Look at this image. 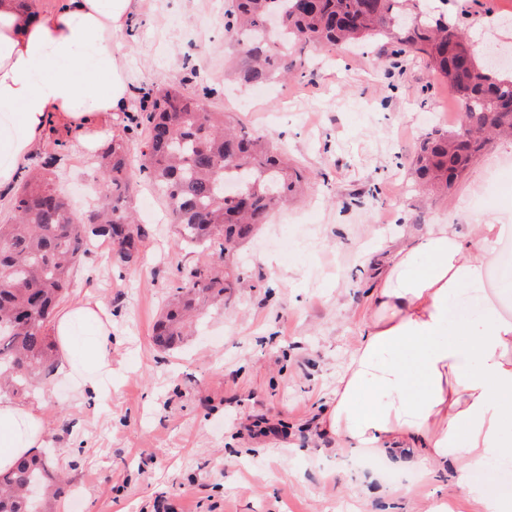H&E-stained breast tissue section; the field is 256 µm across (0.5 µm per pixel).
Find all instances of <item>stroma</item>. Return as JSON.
I'll use <instances>...</instances> for the list:
<instances>
[{"instance_id": "1", "label": "stroma", "mask_w": 512, "mask_h": 512, "mask_svg": "<svg viewBox=\"0 0 512 512\" xmlns=\"http://www.w3.org/2000/svg\"><path fill=\"white\" fill-rule=\"evenodd\" d=\"M226 0H135L116 34L134 75L131 97L179 82L216 89L213 107L268 137L308 175L305 196L277 208L231 251L239 276L194 335L159 350L152 326L178 268L198 263L170 224L162 194L135 185L127 201L147 231L137 264L102 246L74 273L67 299L91 295L112 318L106 396L78 397L62 373L27 401L45 408V453L72 489L57 512H440L444 472L391 469L337 449L315 420L336 385L384 255L431 224L469 233L494 214L512 226V141L479 155L447 195L418 191L410 172L434 127L454 122L455 95L420 59L392 67L381 43L308 46L285 54L288 78L257 98L231 75ZM476 57L512 62V0H428ZM55 184L76 214L104 193L99 156L59 134Z\"/></svg>"}]
</instances>
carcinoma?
<instances>
[{
  "mask_svg": "<svg viewBox=\"0 0 512 512\" xmlns=\"http://www.w3.org/2000/svg\"><path fill=\"white\" fill-rule=\"evenodd\" d=\"M224 27L238 35V79L252 86L275 74L282 47L374 40L386 42L397 62L427 61L463 109L454 128L422 138L412 175L426 191L448 192L493 140L512 139V74H501L488 57L478 60L448 17L411 9L409 0H230ZM210 96L207 88L190 95L169 86L140 111L122 113L99 164L109 193L80 216L54 187L56 155L22 175L12 219L0 222V393L23 397L55 371L50 317L92 248L112 246L121 265L139 260L146 232L125 205L136 175L162 190L181 243L206 255L203 263L178 269L167 310L154 326L156 345L175 347L201 306L224 304V291L238 278L213 259L226 260L272 210L301 194L308 177L264 136L208 109ZM138 137L144 150L135 172L128 142ZM64 484L43 456L23 459L0 470V512H56Z\"/></svg>",
  "mask_w": 512,
  "mask_h": 512,
  "instance_id": "1",
  "label": "carcinoma"
}]
</instances>
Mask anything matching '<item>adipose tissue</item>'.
<instances>
[{
  "label": "adipose tissue",
  "mask_w": 512,
  "mask_h": 512,
  "mask_svg": "<svg viewBox=\"0 0 512 512\" xmlns=\"http://www.w3.org/2000/svg\"><path fill=\"white\" fill-rule=\"evenodd\" d=\"M133 22V0H55L45 12L0 0V187L18 180L49 133L99 151L129 106L133 76L114 36ZM501 232L432 224L389 252L318 418L339 447L393 467L402 450L417 449V465L451 471L455 499L480 512H512V493L496 480L512 467V316L503 311L512 288L482 297L478 313L454 327L448 303L482 286ZM52 334L79 393L103 394L112 321L101 303L71 301ZM46 435L42 407L0 399V469L37 455Z\"/></svg>",
  "instance_id": "1"
}]
</instances>
